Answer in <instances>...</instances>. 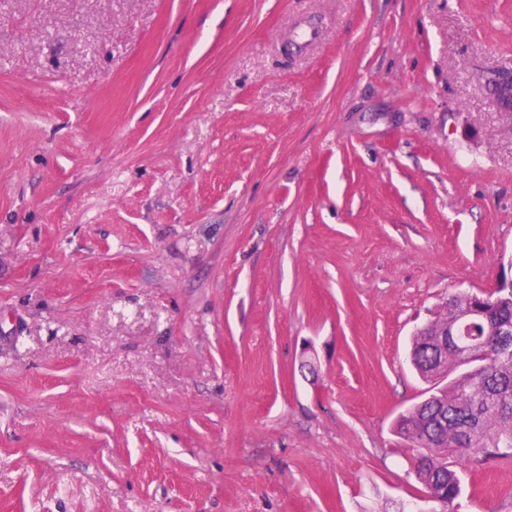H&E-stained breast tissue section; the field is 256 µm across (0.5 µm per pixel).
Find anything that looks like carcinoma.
Instances as JSON below:
<instances>
[{"instance_id":"1","label":"carcinoma","mask_w":512,"mask_h":512,"mask_svg":"<svg viewBox=\"0 0 512 512\" xmlns=\"http://www.w3.org/2000/svg\"><path fill=\"white\" fill-rule=\"evenodd\" d=\"M483 305V322L462 331L471 347L463 359L453 346L441 355L425 336H414L412 365L424 382L448 377L438 391L402 413L394 433L417 451L413 472L429 498L449 512L459 497L458 475L439 455L451 451L480 464L512 456V353L498 351L497 329L512 327V288L488 295L464 292L448 297L435 322L455 321L459 310Z\"/></svg>"}]
</instances>
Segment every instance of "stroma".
Masks as SVG:
<instances>
[{
	"instance_id": "stroma-1",
	"label": "stroma",
	"mask_w": 512,
	"mask_h": 512,
	"mask_svg": "<svg viewBox=\"0 0 512 512\" xmlns=\"http://www.w3.org/2000/svg\"><path fill=\"white\" fill-rule=\"evenodd\" d=\"M1 44L0 512H435L392 426L512 276V0H0ZM498 82L495 84V101L500 109L512 112V73L498 72Z\"/></svg>"
}]
</instances>
